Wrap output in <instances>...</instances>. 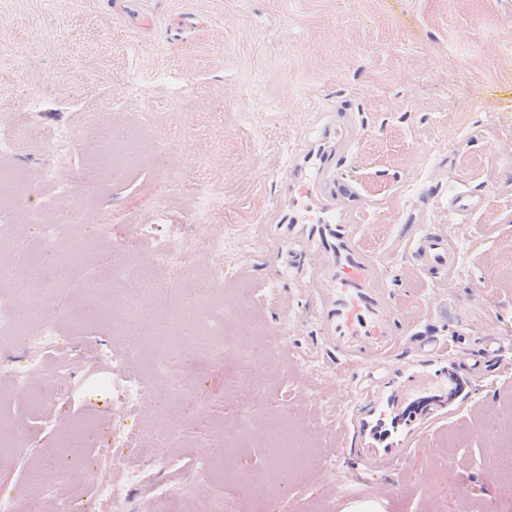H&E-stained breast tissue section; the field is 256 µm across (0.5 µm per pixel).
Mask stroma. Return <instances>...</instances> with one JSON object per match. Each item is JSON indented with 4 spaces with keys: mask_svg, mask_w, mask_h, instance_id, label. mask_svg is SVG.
<instances>
[{
    "mask_svg": "<svg viewBox=\"0 0 512 512\" xmlns=\"http://www.w3.org/2000/svg\"><path fill=\"white\" fill-rule=\"evenodd\" d=\"M339 103L358 117L348 173L369 207L361 240L419 334L389 358L408 362L438 342L461 365L494 370L393 469H364L331 429L385 362L325 352L307 289L281 274L260 233L284 199L291 150ZM0 125L18 136L0 159V234L18 230V253L42 264L81 254L56 293L29 288L17 266L0 290L17 295L24 335L39 328L26 317L31 305L56 316L71 382L85 389L37 407L0 393L13 439L0 450V512H53L34 494L48 466L69 492L67 512H110L94 477L119 478L114 457L183 430L177 399L128 411L88 371L97 346L131 348L88 297L111 281L107 226L149 224L162 238L204 211L210 232L224 236V308L199 303L201 257L159 271L168 305L223 321L228 355H244L261 334L280 345L256 375L260 403L212 412L211 436L180 445L187 465L213 468L185 512L223 493L233 512H343L371 498L386 512H485L491 502L512 512V483L495 463L497 449H512V0H0ZM64 127L80 140L60 164L50 144ZM130 136L148 159L113 167ZM428 182L424 218L460 246L448 279L425 276L395 249ZM452 187L485 198L469 223L449 220ZM68 208L81 209V223L59 227L58 248L43 249L40 222ZM274 460L290 480L256 497Z\"/></svg>",
    "mask_w": 512,
    "mask_h": 512,
    "instance_id": "obj_1",
    "label": "stroma"
}]
</instances>
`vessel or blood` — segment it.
<instances>
[{
	"mask_svg": "<svg viewBox=\"0 0 512 512\" xmlns=\"http://www.w3.org/2000/svg\"><path fill=\"white\" fill-rule=\"evenodd\" d=\"M357 134V119L337 105L315 143L301 145L288 161V208L264 232L277 251L310 254L315 263L300 277L314 303L327 353L366 363L382 357L410 330L387 284L382 259L357 243L365 204L343 175ZM483 199L466 190L448 192L451 220H467ZM411 255L426 272L450 276L458 260L454 240L417 225ZM479 370L460 369L438 346L421 350L411 364L389 365L378 384L361 388L342 423L365 469L409 457L423 433L447 417L476 384Z\"/></svg>",
	"mask_w": 512,
	"mask_h": 512,
	"instance_id": "obj_1",
	"label": "vessel or blood"
}]
</instances>
